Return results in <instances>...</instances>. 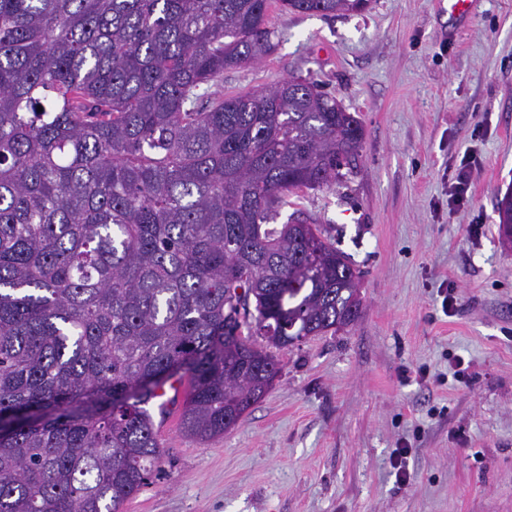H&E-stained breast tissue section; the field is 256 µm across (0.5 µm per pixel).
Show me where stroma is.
<instances>
[{"mask_svg":"<svg viewBox=\"0 0 512 512\" xmlns=\"http://www.w3.org/2000/svg\"><path fill=\"white\" fill-rule=\"evenodd\" d=\"M270 16L274 52L202 91L310 77L362 120L355 172L296 200L362 270V315L277 351L273 388L223 436H184L173 405L163 472L123 512H512V0ZM499 218V236L504 243L512 244V191H507L496 203Z\"/></svg>","mask_w":512,"mask_h":512,"instance_id":"1","label":"stroma"}]
</instances>
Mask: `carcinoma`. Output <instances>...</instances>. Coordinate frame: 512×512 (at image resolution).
<instances>
[{"label": "carcinoma", "instance_id": "obj_1", "mask_svg": "<svg viewBox=\"0 0 512 512\" xmlns=\"http://www.w3.org/2000/svg\"><path fill=\"white\" fill-rule=\"evenodd\" d=\"M271 5L0 0V512H121L163 455L157 390L186 384L207 443L278 376L270 349L360 318L350 257L273 220L342 181L362 121L301 77L197 105L273 52ZM496 209L512 244V191Z\"/></svg>", "mask_w": 512, "mask_h": 512}]
</instances>
